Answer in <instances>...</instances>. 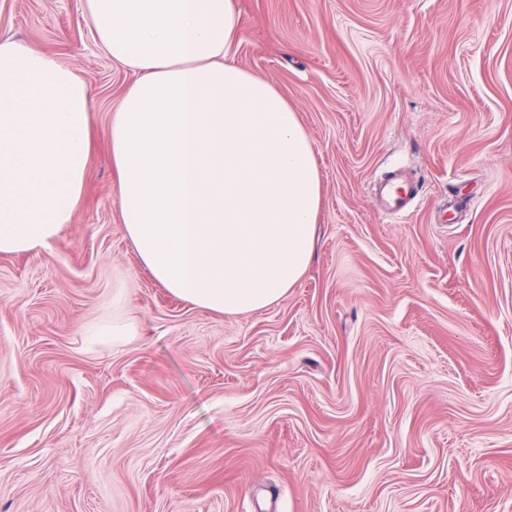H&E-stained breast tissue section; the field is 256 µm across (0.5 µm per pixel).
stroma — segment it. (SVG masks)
<instances>
[{
	"mask_svg": "<svg viewBox=\"0 0 512 512\" xmlns=\"http://www.w3.org/2000/svg\"><path fill=\"white\" fill-rule=\"evenodd\" d=\"M237 9L234 63L314 148L312 261L261 310L183 302L95 157L58 238L0 256V512H512V0ZM0 34L107 133L132 76L82 0H0ZM396 169L423 192L385 216Z\"/></svg>",
	"mask_w": 512,
	"mask_h": 512,
	"instance_id": "obj_1",
	"label": "stroma"
}]
</instances>
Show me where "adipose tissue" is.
Returning <instances> with one entry per match:
<instances>
[{
	"instance_id": "obj_1",
	"label": "adipose tissue",
	"mask_w": 512,
	"mask_h": 512,
	"mask_svg": "<svg viewBox=\"0 0 512 512\" xmlns=\"http://www.w3.org/2000/svg\"><path fill=\"white\" fill-rule=\"evenodd\" d=\"M97 48L133 75L105 152L152 276L218 314L260 310L306 272L322 207L313 145L280 91L234 64L236 0H83ZM91 88L0 36V254L71 223L96 139Z\"/></svg>"
}]
</instances>
